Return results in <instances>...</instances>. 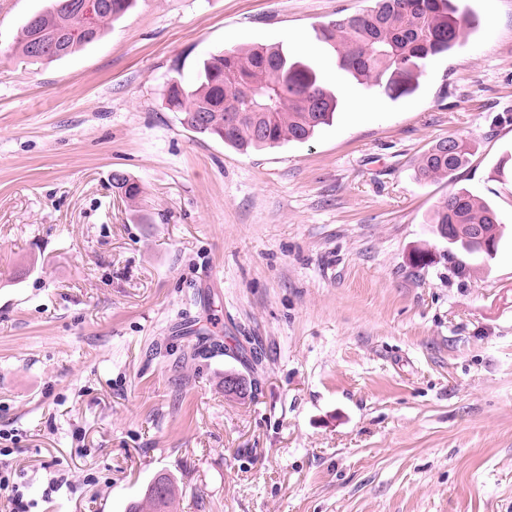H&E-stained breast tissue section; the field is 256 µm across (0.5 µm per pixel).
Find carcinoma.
Here are the masks:
<instances>
[{
  "mask_svg": "<svg viewBox=\"0 0 512 512\" xmlns=\"http://www.w3.org/2000/svg\"><path fill=\"white\" fill-rule=\"evenodd\" d=\"M76 0H53L51 7L29 17L21 27L14 51L29 59H62L100 39L134 0H102L96 35L78 34ZM41 34L46 48H35ZM464 34V20L455 0H373L355 14L328 22L323 39L333 49L338 66L354 79L384 88L391 96L416 90L418 74L432 59L451 52ZM169 109L181 114V124L221 140L246 153L253 148L304 143L332 123L338 106L334 91L319 69L275 45H254L210 54L187 87L177 77L166 89ZM468 142L456 136L437 141L421 158L422 180H453L470 161ZM112 186L127 201L136 202L141 185L126 174L112 173ZM431 223L439 237L468 255L493 258L501 240L497 213L465 189L448 195L436 207ZM193 356L220 352L213 336L201 337ZM166 485L164 496L148 485L143 498L126 512H174L179 497L167 475L155 477Z\"/></svg>",
  "mask_w": 512,
  "mask_h": 512,
  "instance_id": "cac0c4a2",
  "label": "carcinoma"
}]
</instances>
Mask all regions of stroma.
I'll list each match as a JSON object with an SVG mask.
<instances>
[{"label":"stroma","mask_w":512,"mask_h":512,"mask_svg":"<svg viewBox=\"0 0 512 512\" xmlns=\"http://www.w3.org/2000/svg\"><path fill=\"white\" fill-rule=\"evenodd\" d=\"M48 6L0 0V468L31 512H126L160 473L179 512H512V0H465L477 29L398 98L319 38L365 0H136L15 55ZM260 43L317 65L333 124L247 154L184 127L166 81ZM448 136L470 165L418 179ZM459 188L503 231L462 277L429 222ZM51 7L33 14L21 27L14 51L29 59H62L72 55L82 46L100 39L112 22L124 15L134 0H102L104 9L100 12L97 25L95 0H84L82 12L86 32L96 35L85 38L78 34L79 18L74 6L76 0H53ZM42 35L46 49L35 48L34 37ZM112 186L131 203H135L143 193L141 185L120 171L112 173Z\"/></svg>","instance_id":"35a3bbf8"}]
</instances>
